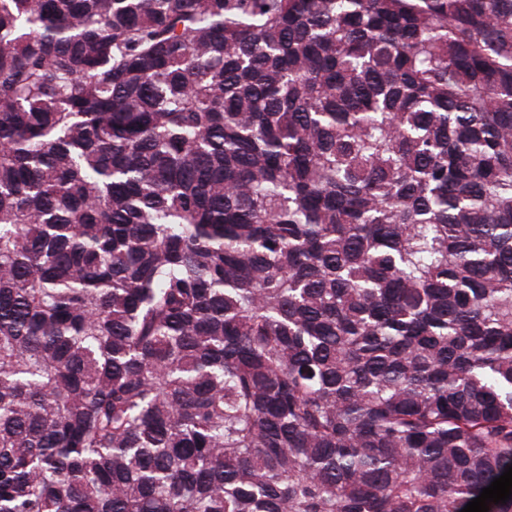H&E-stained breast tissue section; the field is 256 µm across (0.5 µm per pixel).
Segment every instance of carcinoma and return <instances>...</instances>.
<instances>
[{
    "label": "carcinoma",
    "instance_id": "carcinoma-1",
    "mask_svg": "<svg viewBox=\"0 0 512 512\" xmlns=\"http://www.w3.org/2000/svg\"><path fill=\"white\" fill-rule=\"evenodd\" d=\"M509 465L512 0H0V512Z\"/></svg>",
    "mask_w": 512,
    "mask_h": 512
}]
</instances>
